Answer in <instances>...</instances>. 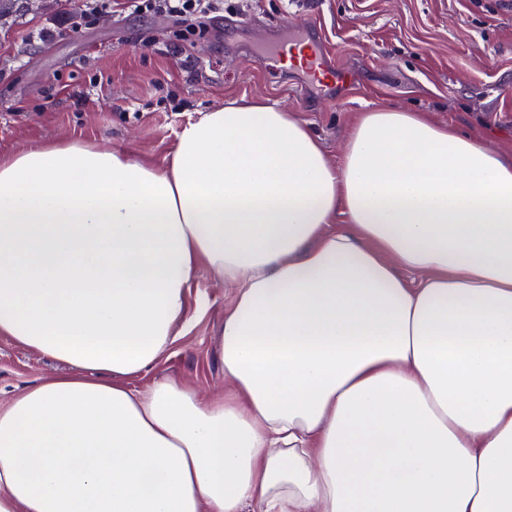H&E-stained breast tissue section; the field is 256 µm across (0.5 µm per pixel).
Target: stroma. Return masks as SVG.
<instances>
[{"instance_id":"35a3bbf8","label":"stroma","mask_w":512,"mask_h":512,"mask_svg":"<svg viewBox=\"0 0 512 512\" xmlns=\"http://www.w3.org/2000/svg\"><path fill=\"white\" fill-rule=\"evenodd\" d=\"M7 0L0 19V156L83 142L161 162L186 122L232 100L294 112L330 159L357 113L424 112L512 154V0H224L206 29L124 0ZM323 39L347 81L316 80L277 57L300 36ZM231 289L199 267L189 325L132 387L175 377L224 390L220 329ZM66 370L0 337V404Z\"/></svg>"}]
</instances>
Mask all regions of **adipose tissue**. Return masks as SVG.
<instances>
[{
	"label": "adipose tissue",
	"mask_w": 512,
	"mask_h": 512,
	"mask_svg": "<svg viewBox=\"0 0 512 512\" xmlns=\"http://www.w3.org/2000/svg\"><path fill=\"white\" fill-rule=\"evenodd\" d=\"M202 264L227 392L129 387ZM0 335L70 367L0 405V512H512V158L426 113L0 156Z\"/></svg>",
	"instance_id": "ef3b65f1"
}]
</instances>
